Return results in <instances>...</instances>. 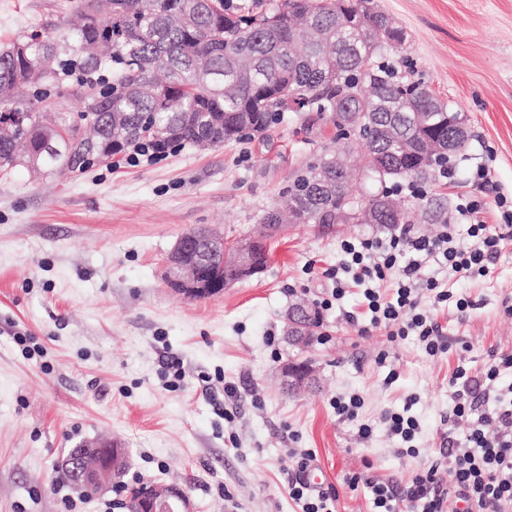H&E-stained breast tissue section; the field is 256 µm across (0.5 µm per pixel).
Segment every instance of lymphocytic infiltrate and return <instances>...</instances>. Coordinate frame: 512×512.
I'll list each match as a JSON object with an SVG mask.
<instances>
[{"mask_svg": "<svg viewBox=\"0 0 512 512\" xmlns=\"http://www.w3.org/2000/svg\"><path fill=\"white\" fill-rule=\"evenodd\" d=\"M502 223L488 224L482 210L472 201L457 204L448 223L429 236L412 224H404L386 237L344 240L340 259L324 275L333 283L323 309L340 302L350 285L361 287L369 315L361 334L385 327L390 341L417 337L430 356L446 353L448 341L432 312L421 306L423 294H431L434 306L454 304L457 311L471 308V301L455 292L453 281L490 272L489 264L512 242V200L496 196ZM465 227L472 240L469 248L457 243L458 227ZM437 265L444 278L429 274ZM512 371V353L492 355L482 372L458 367L449 381L454 406L449 422L471 418L470 431L459 440L445 435L439 454L411 477L403 492L368 475L347 477L350 490L367 492L372 512H399L409 503L418 512H447L449 499L474 507L476 512H507L512 507V391L495 388L500 376ZM297 473L288 483V495L299 512H333L334 492L311 487L304 475L316 459L313 450L297 452Z\"/></svg>", "mask_w": 512, "mask_h": 512, "instance_id": "f902f5d3", "label": "lymphocytic infiltrate"}]
</instances>
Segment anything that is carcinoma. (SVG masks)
Here are the masks:
<instances>
[{"label":"carcinoma","instance_id":"cac0c4a2","mask_svg":"<svg viewBox=\"0 0 512 512\" xmlns=\"http://www.w3.org/2000/svg\"><path fill=\"white\" fill-rule=\"evenodd\" d=\"M78 0L77 21L53 36L33 31L0 47V172L17 166L46 174L83 171L94 160L151 145L163 152L212 148L263 133L292 111L357 119L364 169L378 190L354 197L351 171H326L317 159L288 186V205L301 223H335L336 211L378 204L387 183L414 185L435 177L453 156L428 157L423 169L400 173L396 155L426 138L448 142V104L419 81L375 64L405 43L401 29L384 30L373 0H286L271 12L237 14L230 0ZM80 112L65 111L66 100ZM398 99L407 112H428V126L408 128L401 141L384 135L377 103Z\"/></svg>","mask_w":512,"mask_h":512}]
</instances>
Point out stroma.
Listing matches in <instances>:
<instances>
[{
    "label": "stroma",
    "mask_w": 512,
    "mask_h": 512,
    "mask_svg": "<svg viewBox=\"0 0 512 512\" xmlns=\"http://www.w3.org/2000/svg\"><path fill=\"white\" fill-rule=\"evenodd\" d=\"M407 39L400 68L462 113L466 154L452 181L427 193L450 204L474 196L501 223L495 195L512 197V0H374ZM76 0H0V43L33 30L56 32ZM336 130L314 112H292L261 136L198 150L185 147L133 166L125 157L77 174L35 178L19 166L0 173V512H126L127 493H86L65 484L59 463L83 440L123 448L127 485L183 487L193 512H296L289 449L315 451L336 512H370L344 485L366 472L405 483L440 448L452 404L448 383L460 361L479 370L512 352V244L487 277L461 279L473 309L438 311L447 354L429 357L412 338L360 334L346 320L359 289L323 314L309 346L292 345L288 310L317 304L332 286L345 239L387 236L377 224H294L269 242L261 275L223 294L193 299L165 280L177 238L201 225L233 241L259 233L264 210L280 205L296 172L335 149ZM487 162L491 181L471 176ZM31 337L20 345L18 335ZM386 361H379V354ZM317 370L311 389L289 392L285 363ZM185 378L174 383L171 364ZM398 378L385 384L388 371ZM238 397L228 400L225 383ZM359 394L358 422L332 400ZM410 407L420 424L419 457L396 455L383 411ZM373 427L369 439L359 423ZM456 423L457 435L468 431Z\"/></svg>",
    "instance_id": "obj_1"
}]
</instances>
